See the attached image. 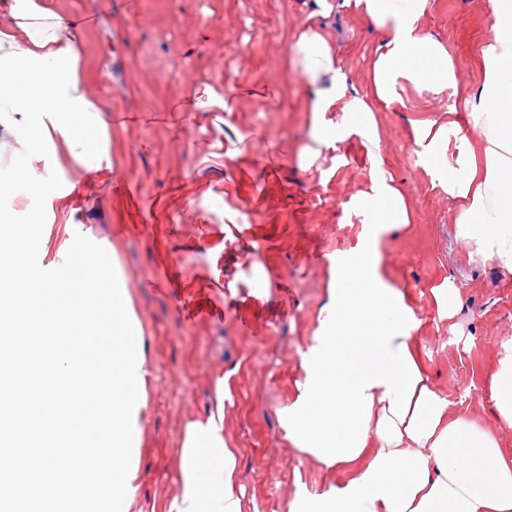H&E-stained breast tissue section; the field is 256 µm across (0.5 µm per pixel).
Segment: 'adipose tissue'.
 I'll return each instance as SVG.
<instances>
[{"label": "adipose tissue", "mask_w": 512, "mask_h": 512, "mask_svg": "<svg viewBox=\"0 0 512 512\" xmlns=\"http://www.w3.org/2000/svg\"><path fill=\"white\" fill-rule=\"evenodd\" d=\"M55 3L0 0L13 20L0 30V125L15 131L17 157L58 138L82 167L97 152L101 106L86 91L79 39ZM491 3L492 35L479 53L482 78L463 98L480 140L451 137L456 121H429L416 126L415 143L457 204L454 222L470 257L512 272V0ZM428 4L356 0L383 45L367 92L348 99V123H315L316 142L354 134L377 151L374 114L394 102L398 81L433 93L456 88L452 56L421 25ZM294 53L314 89L313 114L345 97L347 76L325 35L306 28ZM361 205L375 233L336 268L286 434L325 466L352 474L294 512H512V457L465 415L449 416L448 399L431 384L413 344L421 321L408 294L386 277L378 234L409 223L403 192L382 177ZM178 453L181 492L166 512H243L223 406L185 425Z\"/></svg>", "instance_id": "1"}]
</instances>
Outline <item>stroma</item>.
Wrapping results in <instances>:
<instances>
[{"instance_id":"stroma-1","label":"stroma","mask_w":512,"mask_h":512,"mask_svg":"<svg viewBox=\"0 0 512 512\" xmlns=\"http://www.w3.org/2000/svg\"><path fill=\"white\" fill-rule=\"evenodd\" d=\"M83 36L82 77L104 109L101 150L75 168L63 143L33 157L39 178L71 189L48 197L50 248L66 228L110 247L129 290L153 378L141 435L142 512L180 493L179 439L225 382L224 439L237 455L245 512H291L347 482L286 438L283 413L299 396L303 361L320 334L335 263L370 232L358 203L378 174L404 194L410 224L380 237L388 280L421 319L415 339L449 415L466 414L512 450V427L488 398L512 352V274L472 260L455 237L456 204L414 142L418 120L447 119L462 103L398 85L380 106L378 155L355 135L319 145L312 87L293 55L313 26L331 37L348 97L368 87L381 37L355 0H57ZM490 0H430L422 24L454 58L457 82L477 83ZM225 108L199 102L205 88ZM133 113L116 123L113 113ZM125 174L130 191L109 178ZM150 223H142V214ZM461 302L439 319L433 287Z\"/></svg>"}]
</instances>
